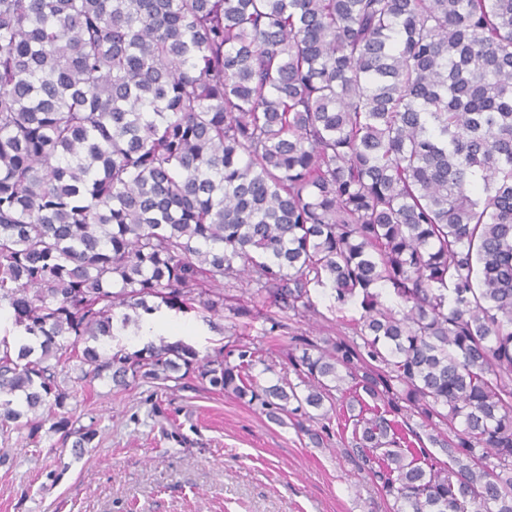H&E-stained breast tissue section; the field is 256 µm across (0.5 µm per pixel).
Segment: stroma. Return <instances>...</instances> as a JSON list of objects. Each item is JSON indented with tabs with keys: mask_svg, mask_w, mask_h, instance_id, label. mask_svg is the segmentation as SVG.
Listing matches in <instances>:
<instances>
[{
	"mask_svg": "<svg viewBox=\"0 0 512 512\" xmlns=\"http://www.w3.org/2000/svg\"><path fill=\"white\" fill-rule=\"evenodd\" d=\"M310 298L316 318L292 328L313 339L348 334L361 313L359 300L340 304L327 288L311 287ZM167 318L203 353L243 328L264 355L280 349L260 319L228 313L217 333L192 314ZM69 407L94 423L97 446L77 457L49 431L35 445L16 432L0 439L10 456L0 466V512H388L337 439L314 446L291 423L196 383L119 392L96 380ZM48 464L63 465L58 481L47 479Z\"/></svg>",
	"mask_w": 512,
	"mask_h": 512,
	"instance_id": "obj_1",
	"label": "stroma"
}]
</instances>
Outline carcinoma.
<instances>
[{
  "label": "carcinoma",
  "mask_w": 512,
  "mask_h": 512,
  "mask_svg": "<svg viewBox=\"0 0 512 512\" xmlns=\"http://www.w3.org/2000/svg\"><path fill=\"white\" fill-rule=\"evenodd\" d=\"M312 284L360 317L269 385L242 332L109 341L120 307L273 332L255 299ZM1 312V437L94 446L70 366L197 381L336 426L390 512H512V0H0Z\"/></svg>",
  "instance_id": "cac0c4a2"
}]
</instances>
